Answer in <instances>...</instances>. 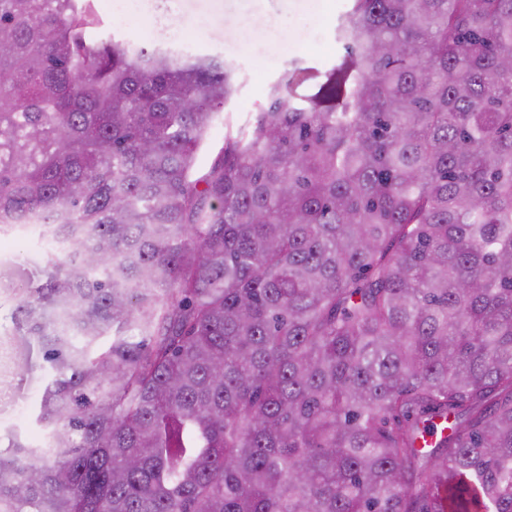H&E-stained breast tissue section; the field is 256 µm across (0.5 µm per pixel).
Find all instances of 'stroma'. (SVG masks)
Returning a JSON list of instances; mask_svg holds the SVG:
<instances>
[{
	"label": "stroma",
	"mask_w": 512,
	"mask_h": 512,
	"mask_svg": "<svg viewBox=\"0 0 512 512\" xmlns=\"http://www.w3.org/2000/svg\"><path fill=\"white\" fill-rule=\"evenodd\" d=\"M349 0H114L98 7L100 23L92 34L135 46L164 43L193 54L213 55L236 69L237 91L212 123L200 151L197 174H204L224 144L226 125L251 123L267 104L272 85L288 87L298 99L316 93L325 75L340 63L344 49L335 39L340 16ZM167 13L172 31L156 32L160 13ZM297 80H289V73ZM47 381L45 364L32 353L29 365L13 378L20 389L17 401L0 404V434L19 431L27 439L40 431L32 414Z\"/></svg>",
	"instance_id": "stroma-1"
}]
</instances>
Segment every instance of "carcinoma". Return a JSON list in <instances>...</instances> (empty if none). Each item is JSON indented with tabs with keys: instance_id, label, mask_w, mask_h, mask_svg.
<instances>
[{
	"instance_id": "1",
	"label": "carcinoma",
	"mask_w": 512,
	"mask_h": 512,
	"mask_svg": "<svg viewBox=\"0 0 512 512\" xmlns=\"http://www.w3.org/2000/svg\"><path fill=\"white\" fill-rule=\"evenodd\" d=\"M0 0V228L47 265L14 358L9 512H512V0H351L305 103L198 153L216 56ZM47 381V371L37 349L31 353L29 365L13 378L12 384L20 388L23 398L0 404V434L4 437L2 449H7V436L15 430L32 441L42 433L32 422V413L37 409Z\"/></svg>"
}]
</instances>
